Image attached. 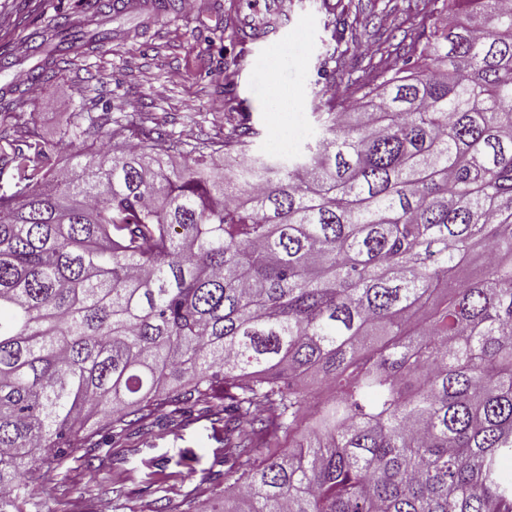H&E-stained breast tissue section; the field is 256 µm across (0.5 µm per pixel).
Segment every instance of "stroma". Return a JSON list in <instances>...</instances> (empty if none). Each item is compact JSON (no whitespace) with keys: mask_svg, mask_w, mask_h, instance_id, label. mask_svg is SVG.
Listing matches in <instances>:
<instances>
[{"mask_svg":"<svg viewBox=\"0 0 512 512\" xmlns=\"http://www.w3.org/2000/svg\"><path fill=\"white\" fill-rule=\"evenodd\" d=\"M240 0H195L190 11L152 19L119 15L114 0H0V55L19 31L34 33L51 14L92 13L91 27L112 31L104 46L78 49L53 65L44 80L18 81L0 100V146L29 134L59 142L71 113L112 114L125 140L144 133L173 135L186 151L220 141L240 123L260 130L251 150L269 152L271 135L283 127H315L312 87L317 70L354 20L355 42L373 44L385 26L403 44L422 31L425 0H288V26L276 40L243 43L230 23ZM287 101L284 112L269 101ZM29 483L39 512H165L190 503L210 512L224 490V430L201 416L179 431L157 424L106 448H76L60 466L34 469Z\"/></svg>","mask_w":512,"mask_h":512,"instance_id":"obj_1","label":"stroma"}]
</instances>
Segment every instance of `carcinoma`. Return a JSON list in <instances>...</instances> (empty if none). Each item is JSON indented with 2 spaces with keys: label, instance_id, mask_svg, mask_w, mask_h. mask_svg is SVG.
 <instances>
[{
  "label": "carcinoma",
  "instance_id": "obj_1",
  "mask_svg": "<svg viewBox=\"0 0 512 512\" xmlns=\"http://www.w3.org/2000/svg\"><path fill=\"white\" fill-rule=\"evenodd\" d=\"M427 2L423 46L379 35L364 111L316 104L293 158L248 155L249 123L191 166L150 135L96 153L109 112L65 130L83 162L0 149V512L199 404L224 512H512V3ZM110 42L77 16L44 40Z\"/></svg>",
  "mask_w": 512,
  "mask_h": 512
}]
</instances>
